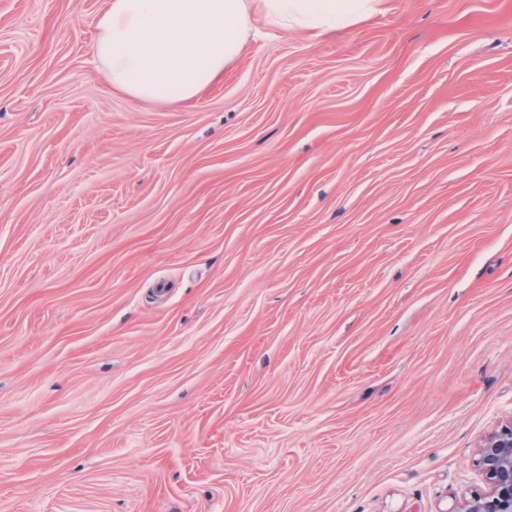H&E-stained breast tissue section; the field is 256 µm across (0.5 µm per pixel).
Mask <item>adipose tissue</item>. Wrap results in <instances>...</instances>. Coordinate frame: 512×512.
<instances>
[{
  "label": "adipose tissue",
  "instance_id": "obj_1",
  "mask_svg": "<svg viewBox=\"0 0 512 512\" xmlns=\"http://www.w3.org/2000/svg\"><path fill=\"white\" fill-rule=\"evenodd\" d=\"M386 0H106L92 42L109 88L191 101L237 62L257 25L317 38L382 13Z\"/></svg>",
  "mask_w": 512,
  "mask_h": 512
}]
</instances>
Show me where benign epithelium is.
I'll use <instances>...</instances> for the list:
<instances>
[{"instance_id": "1", "label": "benign epithelium", "mask_w": 512, "mask_h": 512, "mask_svg": "<svg viewBox=\"0 0 512 512\" xmlns=\"http://www.w3.org/2000/svg\"><path fill=\"white\" fill-rule=\"evenodd\" d=\"M478 464L491 491L475 498L460 512H512V424L484 440Z\"/></svg>"}]
</instances>
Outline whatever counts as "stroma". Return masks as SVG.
<instances>
[{"label": "stroma", "mask_w": 512, "mask_h": 512, "mask_svg": "<svg viewBox=\"0 0 512 512\" xmlns=\"http://www.w3.org/2000/svg\"><path fill=\"white\" fill-rule=\"evenodd\" d=\"M0 0V512H449L512 423V0L260 28L111 92Z\"/></svg>", "instance_id": "35a3bbf8"}]
</instances>
